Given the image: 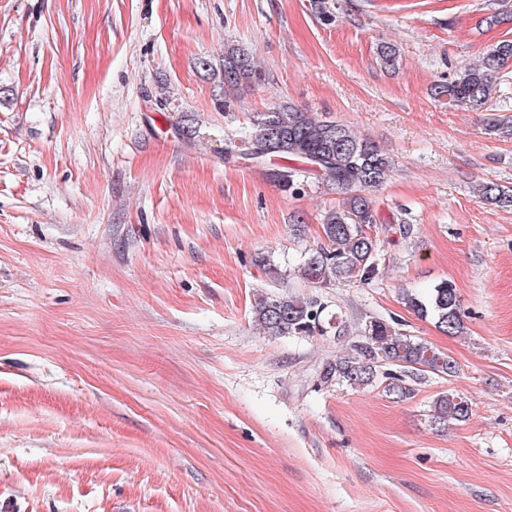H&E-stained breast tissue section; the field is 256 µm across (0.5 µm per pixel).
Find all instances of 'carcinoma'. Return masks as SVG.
<instances>
[{"instance_id":"1","label":"carcinoma","mask_w":512,"mask_h":512,"mask_svg":"<svg viewBox=\"0 0 512 512\" xmlns=\"http://www.w3.org/2000/svg\"><path fill=\"white\" fill-rule=\"evenodd\" d=\"M381 64L397 65L395 44L377 48ZM512 63V39L494 45L476 65H469L448 81L434 85L433 96L448 104H465L484 110L489 103L496 76ZM265 74L242 47H224L222 83L236 89L243 84L261 83ZM244 150L262 149L267 157L309 161L315 153H325L331 166L320 175L304 168L285 166L287 174L272 173L279 186L293 194L309 187L308 179L336 191L341 196L336 208L325 213L321 231L325 244L303 258V279L324 288L333 281L367 284L379 273L383 250L370 194L382 186L392 171V160L370 139L358 136L347 126L328 119H316L301 109L280 104L259 112L244 139ZM478 198L500 208L512 207V190L496 183L479 185ZM405 306L424 319H431L442 333H463L464 312L455 288L444 280L423 293L403 295ZM325 306L314 298L263 296L252 308L254 322L268 336H312L328 329L343 338L345 323L328 318ZM456 362L426 342L401 332L383 320L366 322L361 334L348 340L345 352L327 362L319 375L322 384L353 389L379 386L387 396L405 401L417 395L418 387L431 376L453 377ZM471 414L466 398L441 393L432 400L427 414L429 426L443 432L451 421L464 422Z\"/></svg>"}]
</instances>
